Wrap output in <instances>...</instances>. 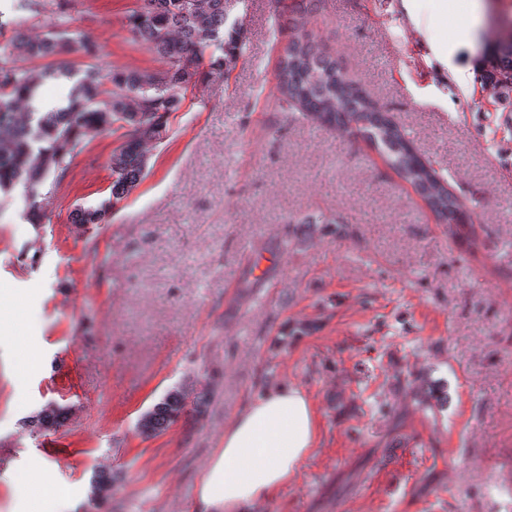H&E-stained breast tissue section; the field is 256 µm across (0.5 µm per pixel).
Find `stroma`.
Here are the masks:
<instances>
[{"label": "stroma", "mask_w": 512, "mask_h": 512, "mask_svg": "<svg viewBox=\"0 0 512 512\" xmlns=\"http://www.w3.org/2000/svg\"><path fill=\"white\" fill-rule=\"evenodd\" d=\"M43 2L93 49L75 68H159L128 28L139 0ZM484 3L469 75H449L404 0H321L307 24L473 210L475 241L367 144L279 112L272 0H230L241 56L187 91L105 223L71 217L108 200L118 130L44 179L41 223L22 191L0 202V512H202L225 427L288 383L318 444L259 512H512L495 493L512 469V96L483 81L512 0ZM173 389L184 413L143 435ZM56 408L62 425L34 431ZM24 471L45 479L35 494Z\"/></svg>", "instance_id": "1"}]
</instances>
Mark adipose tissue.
Here are the masks:
<instances>
[{
	"label": "adipose tissue",
	"instance_id": "obj_1",
	"mask_svg": "<svg viewBox=\"0 0 512 512\" xmlns=\"http://www.w3.org/2000/svg\"><path fill=\"white\" fill-rule=\"evenodd\" d=\"M318 419L304 390L268 389L224 430L198 489L204 512H257L299 476L318 436Z\"/></svg>",
	"mask_w": 512,
	"mask_h": 512
}]
</instances>
